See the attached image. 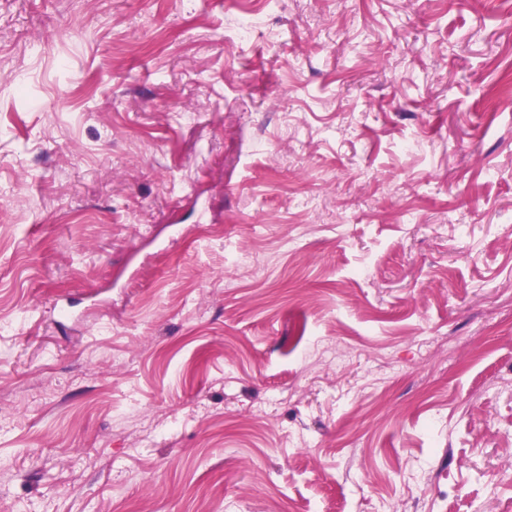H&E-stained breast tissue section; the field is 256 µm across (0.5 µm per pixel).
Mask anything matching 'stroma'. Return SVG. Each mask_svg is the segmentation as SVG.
Wrapping results in <instances>:
<instances>
[{
	"mask_svg": "<svg viewBox=\"0 0 512 512\" xmlns=\"http://www.w3.org/2000/svg\"><path fill=\"white\" fill-rule=\"evenodd\" d=\"M510 75L512 0H0V512H512Z\"/></svg>",
	"mask_w": 512,
	"mask_h": 512,
	"instance_id": "35a3bbf8",
	"label": "stroma"
}]
</instances>
